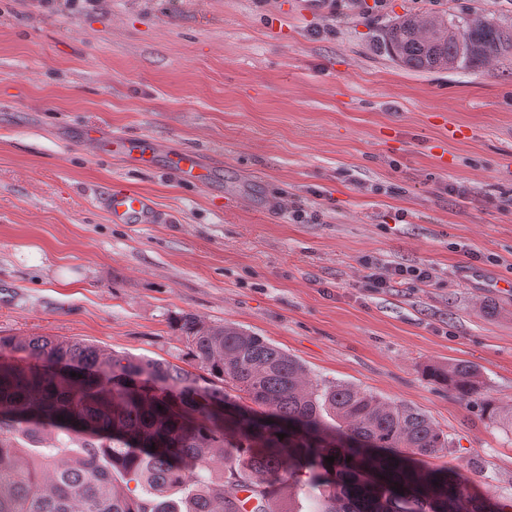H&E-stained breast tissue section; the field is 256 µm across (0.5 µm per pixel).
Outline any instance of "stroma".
Segmentation results:
<instances>
[{
    "label": "stroma",
    "instance_id": "1",
    "mask_svg": "<svg viewBox=\"0 0 512 512\" xmlns=\"http://www.w3.org/2000/svg\"><path fill=\"white\" fill-rule=\"evenodd\" d=\"M0 0V336H60L188 366L175 319L232 322L425 413L430 475L466 512H512V432L426 366L476 364L512 401V57L419 72L377 42L405 15L512 0ZM220 166L206 190L96 155L87 122ZM131 186L172 217L114 224ZM318 215L293 223L288 202ZM430 264L371 287L367 261ZM72 285H62L63 277Z\"/></svg>",
    "mask_w": 512,
    "mask_h": 512
}]
</instances>
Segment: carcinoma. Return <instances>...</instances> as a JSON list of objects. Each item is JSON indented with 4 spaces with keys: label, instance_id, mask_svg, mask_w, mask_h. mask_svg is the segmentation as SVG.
Returning a JSON list of instances; mask_svg holds the SVG:
<instances>
[{
    "label": "carcinoma",
    "instance_id": "carcinoma-1",
    "mask_svg": "<svg viewBox=\"0 0 512 512\" xmlns=\"http://www.w3.org/2000/svg\"><path fill=\"white\" fill-rule=\"evenodd\" d=\"M379 43L414 70L478 71L512 55V24L476 12L400 17ZM180 330L188 369L58 336H0V512H301L302 486L306 512H456L465 484L406 464L451 447L426 414L313 380L233 323L185 314ZM427 377L512 431V406L484 392L475 365Z\"/></svg>",
    "mask_w": 512,
    "mask_h": 512
}]
</instances>
